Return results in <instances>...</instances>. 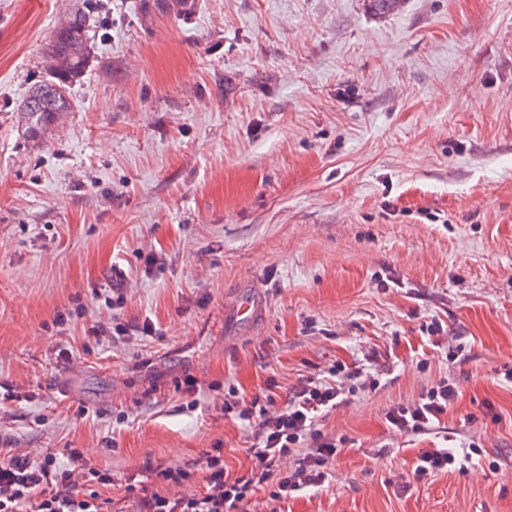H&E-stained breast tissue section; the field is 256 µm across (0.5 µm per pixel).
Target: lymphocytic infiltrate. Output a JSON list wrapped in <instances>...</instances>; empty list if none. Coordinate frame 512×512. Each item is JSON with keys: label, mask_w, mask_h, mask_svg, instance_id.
Segmentation results:
<instances>
[{"label": "lymphocytic infiltrate", "mask_w": 512, "mask_h": 512, "mask_svg": "<svg viewBox=\"0 0 512 512\" xmlns=\"http://www.w3.org/2000/svg\"><path fill=\"white\" fill-rule=\"evenodd\" d=\"M378 357L377 350H368L365 367L351 371L332 364L301 379L282 402L270 389L248 396L228 387L224 411L249 431L251 467L230 471L224 463V445L218 442L205 449L195 465L157 464L150 470V482L126 484L123 499L134 502V512H246L256 493L285 502L323 486L329 480L328 466L342 446L318 429V421L346 395L376 389L372 367ZM457 397L456 387L443 379L418 398L390 406L385 419L396 431L424 434L441 423ZM481 453L475 443L460 453L450 448L419 449L412 478L431 480ZM67 455L63 464L52 452L0 448V512H114L119 500L110 495L111 472L93 465L84 449H68Z\"/></svg>", "instance_id": "1"}]
</instances>
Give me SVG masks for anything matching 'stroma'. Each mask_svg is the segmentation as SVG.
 Returning <instances> with one entry per match:
<instances>
[{
  "instance_id": "35a3bbf8",
  "label": "stroma",
  "mask_w": 512,
  "mask_h": 512,
  "mask_svg": "<svg viewBox=\"0 0 512 512\" xmlns=\"http://www.w3.org/2000/svg\"><path fill=\"white\" fill-rule=\"evenodd\" d=\"M71 2L0 0V393L22 396L0 432L84 449L116 495L218 440L241 471L225 383L285 389L374 347L391 373L321 423L347 440L329 486L250 512H512V0L387 17L364 0H195L184 17L88 0L75 107L33 138L21 104ZM115 288L123 322L159 337L87 336ZM434 319L460 355L421 369ZM443 378L459 396L439 427L388 428L390 405ZM472 441L498 472L413 482L418 449Z\"/></svg>"
}]
</instances>
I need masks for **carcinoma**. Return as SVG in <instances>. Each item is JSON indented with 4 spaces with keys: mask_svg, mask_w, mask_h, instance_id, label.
<instances>
[{
    "mask_svg": "<svg viewBox=\"0 0 512 512\" xmlns=\"http://www.w3.org/2000/svg\"><path fill=\"white\" fill-rule=\"evenodd\" d=\"M161 12L187 15L193 0H157ZM403 0H366L368 10L375 15H393L400 11ZM67 25L55 27L46 44L44 68L47 78L32 90L23 105L27 133L34 136L50 126L62 112L73 108L71 86L82 77L90 65V15L77 8L66 12Z\"/></svg>",
    "mask_w": 512,
    "mask_h": 512,
    "instance_id": "cac0c4a2",
    "label": "carcinoma"
}]
</instances>
